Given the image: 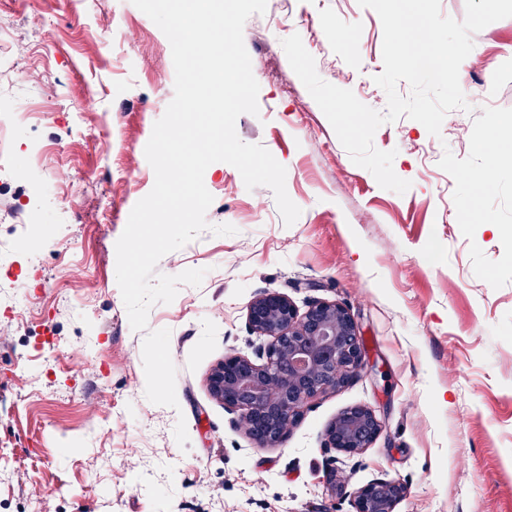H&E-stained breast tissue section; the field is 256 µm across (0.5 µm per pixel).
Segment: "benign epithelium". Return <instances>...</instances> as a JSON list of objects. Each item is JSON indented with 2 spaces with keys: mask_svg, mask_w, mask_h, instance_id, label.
Instances as JSON below:
<instances>
[{
  "mask_svg": "<svg viewBox=\"0 0 512 512\" xmlns=\"http://www.w3.org/2000/svg\"><path fill=\"white\" fill-rule=\"evenodd\" d=\"M251 330L267 338L257 358L229 354L208 376L211 396L239 416L261 448L283 444L302 408L348 383L364 364L354 318L342 305L315 301L300 312L288 296L265 292L251 302ZM382 422L365 405L344 409L329 424L325 447L353 457L377 439ZM405 495L396 480L376 479L353 494V512H395Z\"/></svg>",
  "mask_w": 512,
  "mask_h": 512,
  "instance_id": "benign-epithelium-1",
  "label": "benign epithelium"
}]
</instances>
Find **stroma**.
<instances>
[{
    "instance_id": "1",
    "label": "stroma",
    "mask_w": 512,
    "mask_h": 512,
    "mask_svg": "<svg viewBox=\"0 0 512 512\" xmlns=\"http://www.w3.org/2000/svg\"><path fill=\"white\" fill-rule=\"evenodd\" d=\"M299 34L320 77L382 111L379 16L357 0H267L243 29L258 115L236 122L286 168L301 214L211 164L202 232L156 270L205 269L133 330L116 242L153 188L145 157L174 96L171 46L131 0H0V111L14 112L0 173V512H353L395 479L396 512H512V157L480 186V145L512 114V17L474 34L459 71L470 111L440 136L403 117L373 139L395 151L403 194L355 165L292 70ZM265 291L323 300L358 324L364 365L259 448L208 391L225 355L253 356L247 310ZM382 421L362 454L325 432L344 409ZM405 495V487L396 480L376 479L353 494V512H395Z\"/></svg>"
}]
</instances>
